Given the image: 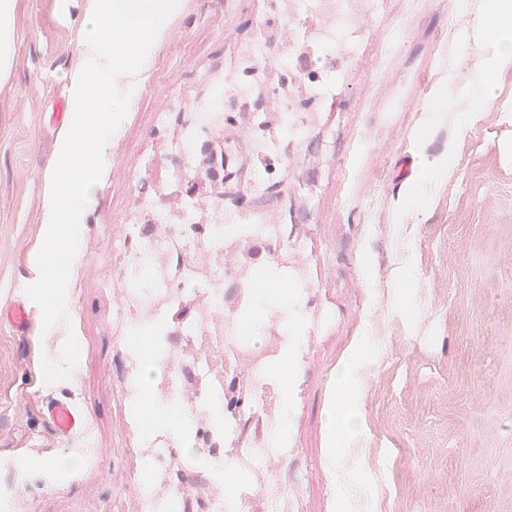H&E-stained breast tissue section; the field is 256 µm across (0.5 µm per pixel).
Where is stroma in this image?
I'll use <instances>...</instances> for the list:
<instances>
[{
    "instance_id": "obj_1",
    "label": "stroma",
    "mask_w": 512,
    "mask_h": 512,
    "mask_svg": "<svg viewBox=\"0 0 512 512\" xmlns=\"http://www.w3.org/2000/svg\"><path fill=\"white\" fill-rule=\"evenodd\" d=\"M287 2L184 0L104 147L96 202L81 218L70 322L43 331L37 309L21 336L6 313L38 277L45 175L64 137L52 119L54 89L70 85L85 8L68 0L62 16L57 0H22L12 76L0 89V474L17 479L0 488V512H140L133 479L144 458L114 344L121 269L112 242L135 220L138 200L176 219L171 144L221 91L233 51L261 37L296 43L307 15L288 14ZM350 8L363 29L356 52L309 49L336 102L308 99L307 136L289 145L282 179L258 200L286 239L306 244L287 255L302 336L291 392L269 378L260 412L225 436L224 455L260 447L290 412L289 456L239 475L257 489L243 512H339L323 408L338 363L367 332L379 353L360 403V446L376 512H512V69L492 73V106L470 93L499 25L461 0H350ZM270 10L287 14V25L261 28ZM479 26L482 40H466ZM440 97L445 109H431ZM471 112L477 120L462 126ZM299 181L316 187V204L282 197V185ZM243 248L228 239L223 256L194 254L198 281L183 310L200 309L211 269ZM257 301L225 308L245 322L260 311L251 344L265 353L282 313ZM70 328L79 362L69 380L45 383L40 359L60 354ZM52 399L85 412L87 435L56 439L42 412ZM62 456L77 466L54 468Z\"/></svg>"
}]
</instances>
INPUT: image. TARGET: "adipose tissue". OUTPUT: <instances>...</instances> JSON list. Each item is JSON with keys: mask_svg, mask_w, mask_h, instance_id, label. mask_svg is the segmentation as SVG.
I'll use <instances>...</instances> for the list:
<instances>
[{"mask_svg": "<svg viewBox=\"0 0 512 512\" xmlns=\"http://www.w3.org/2000/svg\"><path fill=\"white\" fill-rule=\"evenodd\" d=\"M21 0H0V86L8 83L13 68L14 35ZM512 68V28L503 27L492 53L486 59L474 84V92L482 104L494 99L489 71ZM277 270H268L261 282V295L277 303L283 312L284 329L289 340L273 361L271 371L282 393H289L290 370L294 349L300 339V316L292 296L281 285ZM372 339L365 336L356 344L350 356L336 373L334 395L326 408V452L333 465V481L343 512H367L369 502L362 489L359 474L363 462V451L358 434L361 414L360 400L367 387V367L372 359ZM141 405L146 415L147 429H163L177 437H185L187 423L180 405L156 402L148 380L139 384Z\"/></svg>", "mask_w": 512, "mask_h": 512, "instance_id": "1", "label": "adipose tissue"}]
</instances>
